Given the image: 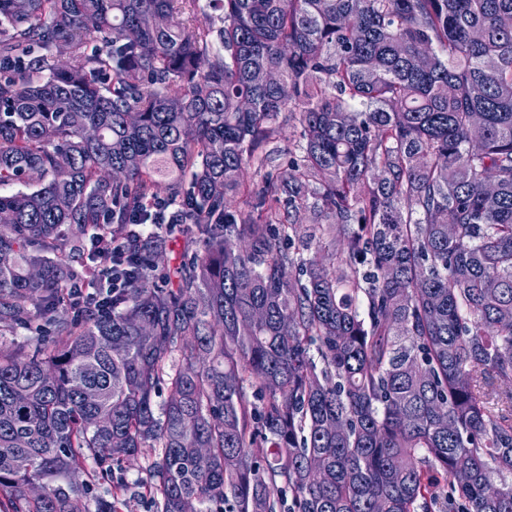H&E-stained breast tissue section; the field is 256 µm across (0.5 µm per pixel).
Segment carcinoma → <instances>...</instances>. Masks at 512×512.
<instances>
[{
    "label": "carcinoma",
    "instance_id": "obj_1",
    "mask_svg": "<svg viewBox=\"0 0 512 512\" xmlns=\"http://www.w3.org/2000/svg\"><path fill=\"white\" fill-rule=\"evenodd\" d=\"M198 4L0 0V512H512V0ZM301 127L298 121V114L293 113L288 120V124L283 129L272 136L265 145V151L270 154L267 165L261 169L253 166H247L242 175V180L246 184H261L268 175L275 176L282 166H284L291 157V152L295 151L296 143L300 137ZM144 473H137V471L129 469L126 464L122 466L112 464V481L105 483L97 489L101 495H107V491L112 487V483L123 484L126 486V508L122 512H156V507L152 499L143 491L139 485L141 477Z\"/></svg>",
    "mask_w": 512,
    "mask_h": 512
}]
</instances>
